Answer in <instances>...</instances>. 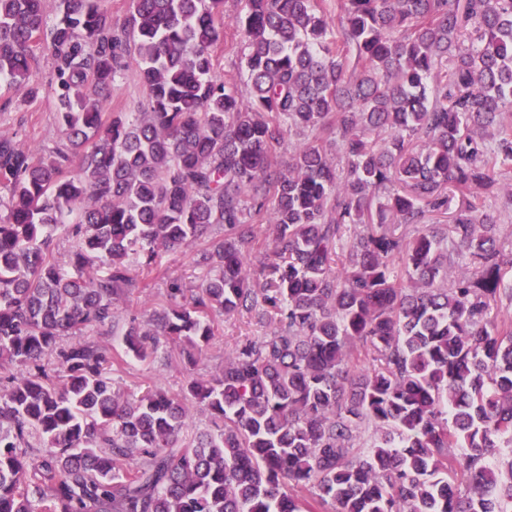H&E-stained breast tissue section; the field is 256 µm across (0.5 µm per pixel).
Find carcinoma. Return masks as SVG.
Here are the masks:
<instances>
[{"label":"carcinoma","instance_id":"1","mask_svg":"<svg viewBox=\"0 0 512 512\" xmlns=\"http://www.w3.org/2000/svg\"><path fill=\"white\" fill-rule=\"evenodd\" d=\"M43 2L0 0V84L36 95L51 56L63 137L0 133V512H512V251L486 206L512 204V0H59L48 30ZM227 23L246 105L214 74ZM132 50L147 108L108 115ZM199 242L200 284L170 280L126 355L192 367L243 313L270 334L179 398L120 392L85 333ZM192 406L212 429L188 439Z\"/></svg>","mask_w":512,"mask_h":512}]
</instances>
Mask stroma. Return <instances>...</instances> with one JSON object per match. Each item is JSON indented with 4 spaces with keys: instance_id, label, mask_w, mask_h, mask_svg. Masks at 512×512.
<instances>
[{
    "instance_id": "1",
    "label": "stroma",
    "mask_w": 512,
    "mask_h": 512,
    "mask_svg": "<svg viewBox=\"0 0 512 512\" xmlns=\"http://www.w3.org/2000/svg\"><path fill=\"white\" fill-rule=\"evenodd\" d=\"M240 41L233 27H225L224 39L216 50L218 78L231 80L240 93H247V74L239 68ZM38 86L36 97H28L26 87L0 89V132L16 135L24 146L34 150L48 149L60 143L62 136L57 123V102L52 94L55 85V64L47 55L37 58L32 77ZM146 107V94L141 84L135 58H128L127 66L112 85L106 109L110 112H140ZM200 245L174 251L161 252L158 257L159 272L149 282L148 288L130 295L121 305L120 322L131 317L147 319L161 311L167 303L170 279H179L185 287L193 288L201 280V270L196 264ZM267 331L249 316H236L218 322L212 344L197 359L193 370L196 375L210 376L224 366L225 354L243 338H257ZM112 358L110 376L114 387L125 392L139 393L158 387L169 395L181 396L187 383V374L176 348L162 349L154 361L140 362L126 356L120 337L102 336L98 339Z\"/></svg>"
}]
</instances>
